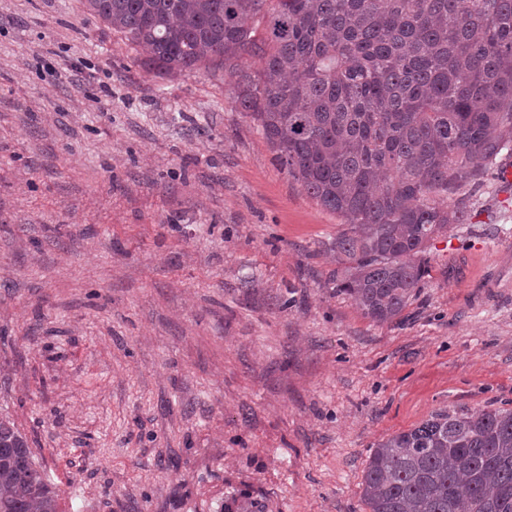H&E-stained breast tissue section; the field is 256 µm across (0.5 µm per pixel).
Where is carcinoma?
Masks as SVG:
<instances>
[{"mask_svg": "<svg viewBox=\"0 0 512 512\" xmlns=\"http://www.w3.org/2000/svg\"><path fill=\"white\" fill-rule=\"evenodd\" d=\"M150 69L222 60L288 175L344 228L334 288L375 323L429 275L428 243L468 211L448 194L512 150V0H87ZM257 56L246 74L236 62ZM369 512H512V409L439 410L378 442ZM0 512H59L0 417Z\"/></svg>", "mask_w": 512, "mask_h": 512, "instance_id": "1", "label": "carcinoma"}]
</instances>
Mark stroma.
Listing matches in <instances>:
<instances>
[{
	"mask_svg": "<svg viewBox=\"0 0 512 512\" xmlns=\"http://www.w3.org/2000/svg\"><path fill=\"white\" fill-rule=\"evenodd\" d=\"M146 59L85 0H0V416L60 512H368L379 440L512 408V182L374 323L223 65Z\"/></svg>",
	"mask_w": 512,
	"mask_h": 512,
	"instance_id": "35a3bbf8",
	"label": "stroma"
}]
</instances>
